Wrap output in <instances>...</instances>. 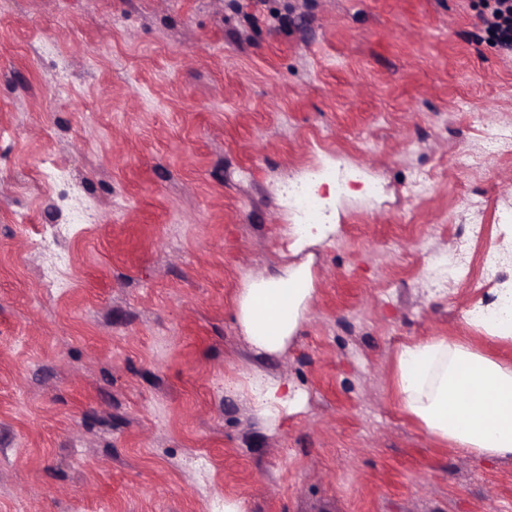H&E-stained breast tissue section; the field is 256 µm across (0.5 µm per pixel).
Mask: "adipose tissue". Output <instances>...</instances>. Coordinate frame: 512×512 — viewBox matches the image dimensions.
<instances>
[{
	"label": "adipose tissue",
	"instance_id": "1",
	"mask_svg": "<svg viewBox=\"0 0 512 512\" xmlns=\"http://www.w3.org/2000/svg\"><path fill=\"white\" fill-rule=\"evenodd\" d=\"M314 291L311 261L284 264L239 289L236 322L258 352L278 354L295 336ZM391 386L403 413L437 442L512 456V363L432 337L397 350ZM249 387L256 414L272 427L297 398L284 379L257 375Z\"/></svg>",
	"mask_w": 512,
	"mask_h": 512
}]
</instances>
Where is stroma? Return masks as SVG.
<instances>
[{
	"label": "stroma",
	"mask_w": 512,
	"mask_h": 512,
	"mask_svg": "<svg viewBox=\"0 0 512 512\" xmlns=\"http://www.w3.org/2000/svg\"><path fill=\"white\" fill-rule=\"evenodd\" d=\"M493 6L0 0V512H512V457L436 445L389 381L399 347L435 336L512 362V339L463 323L492 288L425 258L479 218L474 256L505 252L512 283V150L463 166L512 126ZM48 158L90 223L36 184ZM311 162L351 191L297 256L316 272L303 322L262 358L236 296L284 263ZM55 224L70 271L48 297L30 243ZM258 371L303 396L273 431Z\"/></svg>",
	"instance_id": "obj_1"
}]
</instances>
